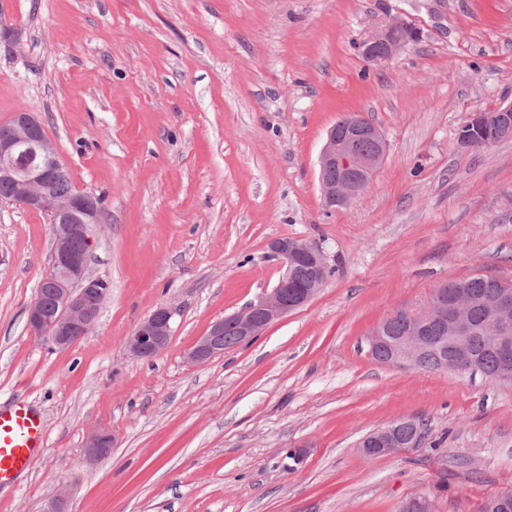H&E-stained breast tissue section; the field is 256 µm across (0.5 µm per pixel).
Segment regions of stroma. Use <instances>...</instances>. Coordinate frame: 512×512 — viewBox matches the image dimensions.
Instances as JSON below:
<instances>
[{"instance_id": "obj_1", "label": "stroma", "mask_w": 512, "mask_h": 512, "mask_svg": "<svg viewBox=\"0 0 512 512\" xmlns=\"http://www.w3.org/2000/svg\"><path fill=\"white\" fill-rule=\"evenodd\" d=\"M421 38L371 64L356 41L394 18ZM0 123L32 112L74 187L104 199L88 273L110 284L70 348L33 336L51 270L38 211L0 202V405L41 414L46 447L0 512H482L512 491V381L375 362L373 329L439 284L512 282V140L458 131L512 103V0H0ZM363 115L389 143L371 184L327 209L328 129ZM322 248L329 279L250 344L193 365L212 323L275 287L271 241ZM176 309L167 350L125 340ZM424 420L418 447L358 443ZM118 444L84 461L87 437ZM305 449L294 470L287 449ZM418 446V441H407L398 439L392 431L390 426L381 427L370 432L360 442L359 447L362 448L363 454H370L376 452L382 455H393L406 448H415ZM372 454L369 457L381 456Z\"/></svg>"}]
</instances>
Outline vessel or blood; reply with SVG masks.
<instances>
[{"instance_id":"obj_1","label":"vessel or blood","mask_w":512,"mask_h":512,"mask_svg":"<svg viewBox=\"0 0 512 512\" xmlns=\"http://www.w3.org/2000/svg\"><path fill=\"white\" fill-rule=\"evenodd\" d=\"M45 440L44 422L26 401L0 406V485L33 466Z\"/></svg>"}]
</instances>
